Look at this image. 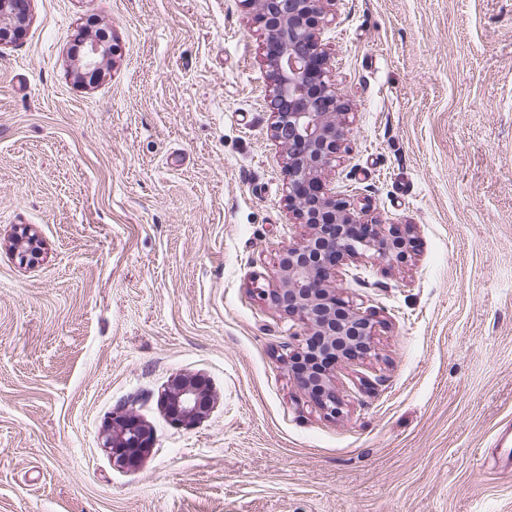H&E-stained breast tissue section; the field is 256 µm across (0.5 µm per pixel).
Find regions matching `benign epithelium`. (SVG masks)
Wrapping results in <instances>:
<instances>
[{
    "mask_svg": "<svg viewBox=\"0 0 512 512\" xmlns=\"http://www.w3.org/2000/svg\"><path fill=\"white\" fill-rule=\"evenodd\" d=\"M256 8L263 34V59L272 108V138L285 151L288 199L309 232L279 259V286L260 291L296 316L307 329L291 354V370L302 388L331 417L339 414L336 367L365 357L380 321L341 296L337 274L365 258L402 261L415 247L412 226L362 219L327 188V177L344 141L349 105L331 74L330 54L321 39L327 7L336 0H243ZM30 0H0V46L20 39L30 21ZM74 76H102L112 44L82 32ZM14 241L22 261L41 254L32 227ZM211 392L195 378L174 376L161 395L170 420L192 425L209 408ZM153 437L134 413L117 410L106 424L103 448L120 467L133 468L152 451Z\"/></svg>",
    "mask_w": 512,
    "mask_h": 512,
    "instance_id": "1",
    "label": "benign epithelium"
}]
</instances>
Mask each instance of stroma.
Wrapping results in <instances>:
<instances>
[{
    "instance_id": "stroma-1",
    "label": "stroma",
    "mask_w": 512,
    "mask_h": 512,
    "mask_svg": "<svg viewBox=\"0 0 512 512\" xmlns=\"http://www.w3.org/2000/svg\"><path fill=\"white\" fill-rule=\"evenodd\" d=\"M98 30L115 52L76 83ZM262 40L242 0H31L0 46V512H512V0H337L324 27L350 102L328 186L417 236L339 276L381 325L333 418L255 292L307 233ZM183 374L213 396L192 426L160 405ZM119 409L153 431L134 469L102 446ZM14 241L22 248L21 259L23 262L35 259L41 254L42 243L30 226L20 227Z\"/></svg>"
}]
</instances>
